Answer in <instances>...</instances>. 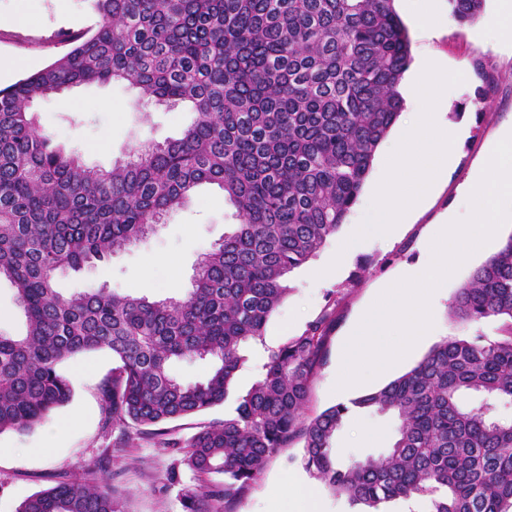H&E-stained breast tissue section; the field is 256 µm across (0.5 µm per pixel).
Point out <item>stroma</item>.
Segmentation results:
<instances>
[{
	"label": "stroma",
	"mask_w": 512,
	"mask_h": 512,
	"mask_svg": "<svg viewBox=\"0 0 512 512\" xmlns=\"http://www.w3.org/2000/svg\"><path fill=\"white\" fill-rule=\"evenodd\" d=\"M445 17L441 26L419 29L410 0H395L394 8L411 41V56L427 55L448 71V115L463 130L456 159L448 173L393 237L370 243L348 257L335 275L315 280L312 271L335 257L344 236L355 223L347 218L338 235L328 239L317 255L288 277L290 291L265 330L264 342L248 346L235 388L247 390L259 377L267 350L299 334L327 304L335 306V323L324 346L309 401L315 415L335 404L331 389L346 333L381 289L394 282L401 268L422 257L426 228L456 205L459 186L469 177L485 151L494 146L504 127L512 124V35L486 29L485 18L498 8L486 0L484 18L459 25L450 15L448 0H437ZM97 16L91 0H70L61 11L58 0H0V59H20V67L1 79L12 84L66 52L59 32L95 28ZM493 89L480 104L474 92L483 81ZM37 123L65 150L91 166L110 168L131 149L179 138L194 118L185 105L144 103L125 83L83 86L63 98L39 102ZM233 222L224 194L216 186L199 187L189 202L169 212L145 238L109 259L59 276L57 286L72 295L99 286L120 294L163 299L186 293L203 254L219 242ZM473 257L448 279L432 308L433 322L447 333L459 334L448 305L456 290L485 261ZM172 267V276L143 289L146 269ZM88 365L84 375L75 369ZM112 355L106 351L78 355L68 360L64 372L74 389L72 401L52 412L41 424L25 432L0 433V512H16L30 495L64 480L99 470L121 496L126 512H183L182 496L197 487L194 473L182 462L178 448L155 447L149 433L123 436L104 424L100 386L112 374ZM396 419L389 414L355 412L349 415L334 440L337 457L346 463L383 453L394 440ZM300 444H293L270 458L261 477L232 506V512H292L296 483L315 484V477L299 463Z\"/></svg>",
	"instance_id": "35a3bbf8"
}]
</instances>
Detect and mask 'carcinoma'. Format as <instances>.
<instances>
[{"label": "carcinoma", "mask_w": 512, "mask_h": 512, "mask_svg": "<svg viewBox=\"0 0 512 512\" xmlns=\"http://www.w3.org/2000/svg\"><path fill=\"white\" fill-rule=\"evenodd\" d=\"M92 2V34H62L67 52L0 89V279L26 319L23 334L0 333V433L30 430L66 405L62 364L106 350L119 362L101 387L106 424L153 426L156 446L183 448L199 481L184 512H225L298 441L302 467L351 512L411 499L427 512H512V420L497 415L512 403V233L449 303L453 322H493L494 335H451L381 388L308 418L327 308L234 391L242 350L263 341L287 275L340 230L404 109L410 39L393 0ZM484 3L448 0L461 26ZM113 82L147 103L183 102L196 119L177 139L89 167L39 128L34 107ZM202 183L223 190L237 224L200 258L184 296L58 291V275L136 244ZM182 360L210 369L185 383L171 371ZM231 395L224 421L183 444L167 438L163 424ZM355 411L394 415L396 436L385 454L344 465L333 440ZM16 512L125 510L89 470Z\"/></svg>", "instance_id": "carcinoma-1"}]
</instances>
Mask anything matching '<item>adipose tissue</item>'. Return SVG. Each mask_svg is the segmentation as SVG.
<instances>
[{"label":"adipose tissue","mask_w":512,"mask_h":512,"mask_svg":"<svg viewBox=\"0 0 512 512\" xmlns=\"http://www.w3.org/2000/svg\"><path fill=\"white\" fill-rule=\"evenodd\" d=\"M447 90L440 64L422 60L408 90L418 111L382 163L370 197L358 204L361 228L346 240L344 253L359 251L369 239L395 235L452 163L460 133L446 119Z\"/></svg>","instance_id":"obj_1"}]
</instances>
